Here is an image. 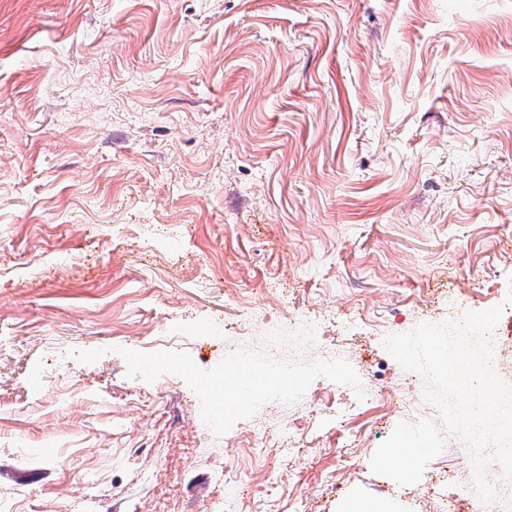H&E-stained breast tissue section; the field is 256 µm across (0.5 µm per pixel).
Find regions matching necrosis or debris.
Listing matches in <instances>:
<instances>
[{
	"instance_id": "obj_1",
	"label": "necrosis or debris",
	"mask_w": 512,
	"mask_h": 512,
	"mask_svg": "<svg viewBox=\"0 0 512 512\" xmlns=\"http://www.w3.org/2000/svg\"><path fill=\"white\" fill-rule=\"evenodd\" d=\"M248 318L260 319L263 332L281 328L289 332L306 325L320 326L321 319L306 302H299L296 309L278 319H270L265 305L257 300L246 304ZM401 384L398 390L388 389L386 383L364 384V397L354 395L352 387L326 381L320 388H307L303 397L290 404V411H304L306 427H296L289 420L277 426H253L225 438L224 467L221 471L224 482V504L222 508H210L209 512H238L240 499L237 495L242 481L239 469V443L251 448H276L287 464L300 466L305 461L307 449L318 447L325 434L341 429L346 417L360 415L380 407L390 408L394 417L405 420L415 427L428 425L437 410L423 399L424 379L418 372L400 370ZM488 476L494 483L497 496L491 503H482L471 488L472 480H465L461 492L465 495L467 512H512V493L506 489V479L499 465H491Z\"/></svg>"
}]
</instances>
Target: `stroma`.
I'll return each instance as SVG.
<instances>
[{
    "label": "stroma",
    "mask_w": 512,
    "mask_h": 512,
    "mask_svg": "<svg viewBox=\"0 0 512 512\" xmlns=\"http://www.w3.org/2000/svg\"><path fill=\"white\" fill-rule=\"evenodd\" d=\"M508 232L512 0H0V512L218 501L198 396L121 349L176 336L211 369L269 288L481 311L512 291ZM348 428L363 470L306 512H429L405 502L458 440L378 409ZM340 465L328 438L242 512Z\"/></svg>",
    "instance_id": "1"
}]
</instances>
